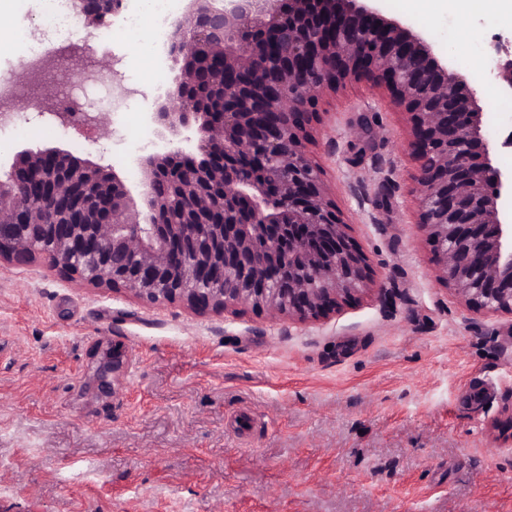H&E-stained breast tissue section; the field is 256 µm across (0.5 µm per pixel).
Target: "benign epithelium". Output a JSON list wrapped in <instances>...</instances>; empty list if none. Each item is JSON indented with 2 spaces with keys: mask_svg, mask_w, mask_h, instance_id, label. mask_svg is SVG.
Returning <instances> with one entry per match:
<instances>
[{
  "mask_svg": "<svg viewBox=\"0 0 512 512\" xmlns=\"http://www.w3.org/2000/svg\"><path fill=\"white\" fill-rule=\"evenodd\" d=\"M165 55L173 86L149 113L165 147L137 159L130 188L109 165L57 148L19 153L0 179V265L44 262L62 278L199 315L240 308L306 322L370 290L309 150L319 100L350 82L406 115L416 223L434 272L471 314L512 315V150L485 125L479 89L382 0H185ZM95 29L123 0H71ZM495 79L512 97V41ZM65 129L114 135L104 112H40ZM390 183L370 206L375 224ZM130 359L98 369L119 392Z\"/></svg>",
  "mask_w": 512,
  "mask_h": 512,
  "instance_id": "1",
  "label": "benign epithelium"
}]
</instances>
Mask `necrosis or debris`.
Wrapping results in <instances>:
<instances>
[{"label":"necrosis or debris","instance_id":"obj_1","mask_svg":"<svg viewBox=\"0 0 512 512\" xmlns=\"http://www.w3.org/2000/svg\"><path fill=\"white\" fill-rule=\"evenodd\" d=\"M40 2L37 26H16L8 44H0V55L9 48L21 50L27 64L38 69L23 83L0 73V113L13 111L18 100L48 79L58 87L55 111H113L111 78L105 77L91 60L76 61L70 51L77 23L68 0Z\"/></svg>","mask_w":512,"mask_h":512}]
</instances>
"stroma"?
I'll return each mask as SVG.
<instances>
[{
	"label": "stroma",
	"mask_w": 512,
	"mask_h": 512,
	"mask_svg": "<svg viewBox=\"0 0 512 512\" xmlns=\"http://www.w3.org/2000/svg\"><path fill=\"white\" fill-rule=\"evenodd\" d=\"M426 31L478 85L489 134L500 132L487 75L492 43L512 32V0H485L463 43L454 0H384ZM119 72L136 81L168 61L149 25L118 40ZM154 100L110 116L120 141L53 135L21 100V130L0 132V171L27 149L104 160L128 183L158 149ZM313 149L372 291L296 323L250 309L194 315L62 280L42 263L0 266V512H512V443L495 424L512 403V315H471L432 273L415 222L405 122L382 92L351 83L319 104ZM367 114L377 137L349 133ZM390 179L385 221L353 190ZM120 347L130 366L116 398L97 388L93 354Z\"/></svg>",
	"instance_id": "35a3bbf8"
}]
</instances>
